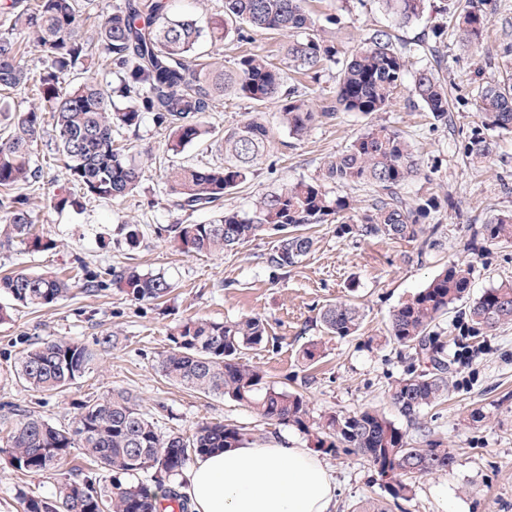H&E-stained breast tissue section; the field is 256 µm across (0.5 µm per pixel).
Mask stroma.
Listing matches in <instances>:
<instances>
[{"mask_svg":"<svg viewBox=\"0 0 512 512\" xmlns=\"http://www.w3.org/2000/svg\"><path fill=\"white\" fill-rule=\"evenodd\" d=\"M305 6L334 36L344 55L371 30L391 26L378 0H306ZM281 44L276 32L255 31L249 43L228 41L218 48L206 44L202 53L204 61L224 66L243 51H257L281 67L285 64ZM510 46L512 0H498L481 49H467L453 36L448 39L444 54L450 62L452 125L435 122L406 85L389 108L375 117L376 123L407 134L424 165L423 176L406 186L405 197L446 193L458 204L457 210L442 213L440 245L431 250L418 241L340 238L333 225L323 224L315 229V251L285 270L266 262L275 241L271 235L221 255L181 254L159 234V227L183 220L204 223L212 213L180 209L165 190V171L174 164L213 166L220 164L221 157L206 143L178 155L167 153L164 131L148 117L124 130L118 145L145 170L137 191L119 203L92 199L83 209L63 213L48 208L45 198H37L45 232L63 246L34 253L14 244L0 250V272L67 268L79 257L93 268L109 264L163 273L174 290L163 303L139 302L108 279L97 293L78 292L51 307L22 309L12 322L0 324V435L10 428L16 410L63 423L87 397L119 389L136 398L166 434L189 436L202 423L221 421L250 429L257 443L277 439L308 445L307 436L296 429L269 426L251 409L187 390L167 381L155 368L158 356L169 347L170 325L189 317L226 320L252 314L266 320L269 339L265 346L247 350L245 361L278 386L303 393L313 416L381 406L406 429L413 443L423 446L437 441L453 453L452 469L420 479L414 499L404 503L403 512H512V326L492 336H463L450 346L456 363L449 376L448 397L426 408L417 426L408 425L387 399L392 383L405 377L409 360L393 347L369 342L370 337L384 334L390 311L423 288L439 268L466 258V225L512 211V162L472 166L456 151L478 121L470 104L474 88L501 81L506 72H512V60L503 59ZM263 110L276 124L278 103L266 104ZM365 126L364 119L341 112L297 140L276 124L270 156L254 177L225 196V207L248 208L259 193L316 175L324 160L344 150ZM125 222L144 225L139 244L126 241L121 230ZM478 266L473 288L477 294L512 278V247L485 248ZM351 292L365 314L359 335L345 339L325 335L316 320L320 308ZM105 334L113 336L112 348L67 391L45 395L16 380L15 362L27 343L56 337L90 343ZM313 341L322 344L324 353L309 368L300 364L298 353ZM477 406L491 412L479 423L468 418ZM324 460L336 477L335 512H353L364 499L386 497L377 472L360 455L342 451L325 455ZM81 463L80 454L72 453L57 478L72 477ZM57 478L21 475L0 456V512H21L16 495L20 489L51 496Z\"/></svg>","mask_w":512,"mask_h":512,"instance_id":"stroma-1","label":"stroma"}]
</instances>
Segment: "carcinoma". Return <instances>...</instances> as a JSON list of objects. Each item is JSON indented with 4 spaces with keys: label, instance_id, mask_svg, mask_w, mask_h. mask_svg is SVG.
I'll return each instance as SVG.
<instances>
[{
    "label": "carcinoma",
    "instance_id": "1",
    "mask_svg": "<svg viewBox=\"0 0 512 512\" xmlns=\"http://www.w3.org/2000/svg\"><path fill=\"white\" fill-rule=\"evenodd\" d=\"M305 0H224L223 13L206 21L176 14L170 0H124L107 11L99 25L97 50L113 66L117 83L98 78L89 62L91 43L81 29L99 10L96 0H9L0 8V91L6 94L35 88L29 107L9 117L12 132L0 137V250L20 243L31 252L65 247L47 237L29 197L21 190L43 179V168L33 160V143L51 125L61 168L78 191L60 190L48 196L57 211L82 208L90 197L120 201L133 194L143 167L114 146L115 137L139 125L149 115L167 132L166 149L177 155L193 144L208 142L224 154L212 167L173 166L165 175L168 191L185 210L212 209L207 224L167 226L173 248L182 254H222L240 244L272 233L277 244L267 257L275 269L302 262L315 246L306 233L312 224L335 225L336 236L400 241L422 240L439 245V215L451 205L448 195L428 193L408 201L402 194L422 174L412 143L401 131L370 124L341 152L328 157L315 177L286 182L256 196L246 210L223 209L224 196L254 175L274 148L273 127L265 113L254 109L235 126L216 132L207 114L224 98L249 103L281 102L278 123L294 138H303L316 123L349 112L368 118L386 110L409 72L406 45L389 29H375L341 64L336 48L325 38L304 8ZM494 0H481L459 14L457 36L478 46L490 22ZM382 9L398 26L417 20L426 0H381ZM273 30L284 37L282 51L288 69L267 56L248 52L230 65L213 69L201 62L198 47L204 40L216 47L227 40H249V32ZM33 35L34 51L47 59L42 72L25 65L21 46ZM448 30L434 31L438 44L428 48L436 66L415 72L411 92L435 121L453 124L448 83L437 66L443 63L438 45ZM338 67L334 105L315 112L301 98L295 75ZM473 105L481 115L458 145L462 159L472 165L494 159L500 138L512 134V80L477 88ZM332 184L335 193L327 189ZM367 186L376 195L365 212L345 190ZM467 250L485 246H512V211L484 224L468 226ZM77 275L62 277L52 271H15L0 276V323L12 319L18 307L43 308L67 298L81 287L98 290L107 275L138 301L166 298L173 284L157 273L135 268L107 267L91 274L75 260ZM478 273L477 261H450L423 288L389 314L386 335L379 342L406 355L411 368L388 389L393 407L412 425L422 412L448 394V334L482 336L512 324V280L485 288L470 298ZM456 313L445 326V316ZM363 313L351 299L324 305L319 322L328 336L355 335ZM170 347L157 361L167 380L205 395L227 397L254 410L269 425L291 426L324 453L349 450L365 458L384 481L390 500L370 498L354 512H390L414 495L416 482L447 472L454 455L438 444L416 448L406 431L376 407L352 413L311 415L299 392L267 380L259 369L242 360V351L268 342L265 320L251 315L236 320L188 319L171 327ZM112 347L105 335L89 345L67 338L45 339L23 349L16 375L27 388L46 394L61 393L91 369L101 353ZM246 430L235 424L206 422L192 437L164 434L140 403L122 390L80 404L72 421L56 425L31 411L20 410L0 437V453L17 470L52 475L71 449L110 475V485L84 475L57 483L51 498L19 492L22 512H163L176 506L188 512V500L176 489L194 459L214 450L235 448L246 441Z\"/></svg>",
    "mask_w": 512,
    "mask_h": 512
}]
</instances>
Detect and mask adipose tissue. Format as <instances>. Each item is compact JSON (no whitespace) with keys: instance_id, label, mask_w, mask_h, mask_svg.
Wrapping results in <instances>:
<instances>
[{"instance_id":"ef3b65f1","label":"adipose tissue","mask_w":512,"mask_h":512,"mask_svg":"<svg viewBox=\"0 0 512 512\" xmlns=\"http://www.w3.org/2000/svg\"><path fill=\"white\" fill-rule=\"evenodd\" d=\"M194 512H333L336 481L312 449L246 443L197 458L186 474Z\"/></svg>"}]
</instances>
